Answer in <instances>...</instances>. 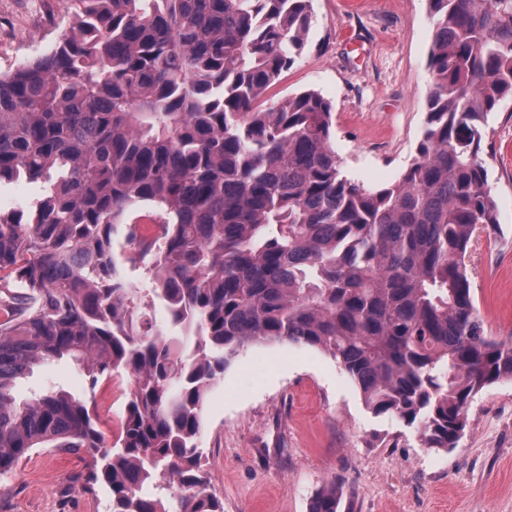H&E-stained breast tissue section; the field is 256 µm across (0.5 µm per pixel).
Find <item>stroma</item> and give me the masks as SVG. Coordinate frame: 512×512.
<instances>
[{"label":"stroma","mask_w":512,"mask_h":512,"mask_svg":"<svg viewBox=\"0 0 512 512\" xmlns=\"http://www.w3.org/2000/svg\"><path fill=\"white\" fill-rule=\"evenodd\" d=\"M302 56L268 96L320 92L335 113L345 170L368 187L395 182L425 126L433 25L427 0H312ZM69 22L65 0H0V72L35 58ZM486 143L499 229L470 248L471 286L485 328L512 340V103ZM49 384L110 403L68 361L18 381L25 398ZM200 446L224 512H310L336 486L351 512H512V380L485 387L456 448H426L416 428L375 416L324 352L259 343L212 389ZM87 456L38 448L0 480V512H110L105 488L88 491Z\"/></svg>","instance_id":"obj_1"}]
</instances>
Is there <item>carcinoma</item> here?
<instances>
[{"mask_svg": "<svg viewBox=\"0 0 512 512\" xmlns=\"http://www.w3.org/2000/svg\"><path fill=\"white\" fill-rule=\"evenodd\" d=\"M74 2L48 52L0 74V183L45 188L0 212V477L34 448H81L110 512H224L198 444L205 402L269 341L322 350L372 413L456 447L475 395L512 380L468 264L499 225L482 145L512 102V0H428L426 126L379 188L344 174L321 93L265 102L306 46L311 0ZM62 359L92 393L132 377L112 453L98 456L94 398L14 396ZM340 503L331 487L310 512Z\"/></svg>", "mask_w": 512, "mask_h": 512, "instance_id": "1", "label": "carcinoma"}]
</instances>
